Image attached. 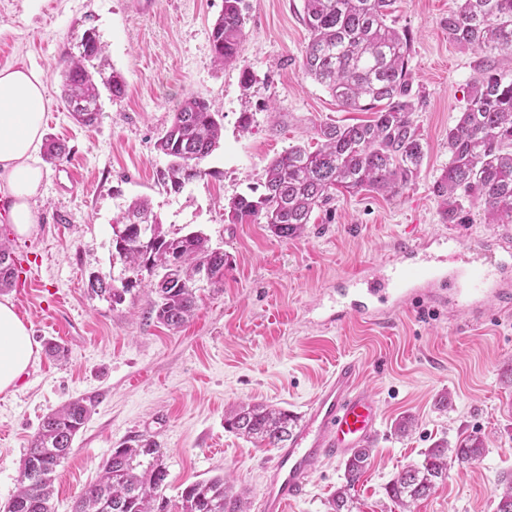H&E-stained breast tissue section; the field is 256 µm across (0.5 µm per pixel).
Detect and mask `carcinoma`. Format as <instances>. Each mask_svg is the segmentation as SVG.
<instances>
[{
    "label": "carcinoma",
    "mask_w": 512,
    "mask_h": 512,
    "mask_svg": "<svg viewBox=\"0 0 512 512\" xmlns=\"http://www.w3.org/2000/svg\"><path fill=\"white\" fill-rule=\"evenodd\" d=\"M397 0H303L309 41L302 51L303 74L324 87L349 110L373 112L360 124L326 122L317 130L316 149L292 146L265 169L263 190L238 195L224 207L229 223L264 220L280 239L302 236L312 213L337 198L368 190L394 196L413 184L424 159L415 120L413 76L409 68L411 35L394 25ZM444 21L448 40L479 51L497 50L512 62V0H454ZM244 0H224V11L211 30L214 62L238 60L246 37ZM64 61L60 98L71 118L85 127L103 116L99 86L114 98L126 82L114 69H102L104 45L92 30ZM223 114L204 99L184 98L170 127L157 142L169 159L164 184L173 193L207 175L200 162L216 149L224 133ZM450 160L432 184L443 219L464 223V203L479 206L490 224H512V65L486 64L472 86L471 103L448 129ZM115 254L134 275L118 290L105 275L89 281L90 290L122 300L134 281L147 280L157 300L160 323L178 328L188 322L207 292L224 288L232 269L230 256L209 245L198 231L169 234L147 200L137 198L115 221ZM13 252L0 241V291L14 286ZM91 409L83 399L70 400L42 420L22 460L19 488L6 512H52L56 467L72 449ZM297 416L264 403H242L224 413V428L280 448L291 436ZM484 439L469 434L452 447L436 443L423 460L399 472L386 494L400 512L429 496L448 475V464H468L485 456ZM372 449L361 448L344 463L345 484L329 502L330 512H351V490L365 473ZM151 461L142 466L141 458ZM168 471L157 443L142 439L117 448L103 463L99 479L75 498L72 512H163L157 504ZM495 512H512V473L498 479ZM181 512H246L224 478L196 481L181 492Z\"/></svg>",
    "instance_id": "1"
}]
</instances>
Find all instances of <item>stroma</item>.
I'll return each instance as SVG.
<instances>
[{
	"mask_svg": "<svg viewBox=\"0 0 512 512\" xmlns=\"http://www.w3.org/2000/svg\"><path fill=\"white\" fill-rule=\"evenodd\" d=\"M246 4L240 64L222 68L210 33L224 0H0V68L44 73V134L70 150L61 165H42L30 235H16L0 218V238L38 282L0 293L27 326L34 350L16 384L0 392V510L42 419L62 402L84 398L93 411L56 469L54 512H71L112 451L145 436L163 450L166 512H180L184 487L222 474L254 512L273 451L227 431L225 409L254 401L300 413L337 363L356 359L383 418L372 461L354 488L353 512H399L385 491L393 477L420 463L435 442L471 433L486 436L485 456L451 466L412 510L494 512L497 480L512 472V312L494 307L472 320L444 307L410 308L387 328L358 320L325 327L315 307L354 269L396 255L406 235L420 241L456 233L431 186L448 165V130L469 106L486 55L449 41L443 21L453 0H398L396 25L412 37L409 66L425 149L420 176L394 197L339 198L313 213L303 236L286 241L262 223H228L225 204L259 185L289 146H316L320 124H355L368 115L343 110L303 75L309 32L301 0ZM88 28L126 81L120 98L102 91L104 116L92 128L76 124L58 99L61 60L76 52ZM244 67L254 76L247 91ZM189 95L222 112L224 137L201 162L203 177L174 194L162 183L168 159L156 142ZM245 114L251 125L244 132ZM137 197L149 200L165 230L202 232L232 259L223 290L204 297L174 330L156 320L149 288L135 286L119 303L89 288L97 273L117 283L128 278L112 255V226ZM50 340L65 347L66 361L46 355ZM402 419L412 422L404 435L395 430ZM343 482V462H326L289 512H328Z\"/></svg>",
	"mask_w": 512,
	"mask_h": 512,
	"instance_id": "obj_1",
	"label": "stroma"
}]
</instances>
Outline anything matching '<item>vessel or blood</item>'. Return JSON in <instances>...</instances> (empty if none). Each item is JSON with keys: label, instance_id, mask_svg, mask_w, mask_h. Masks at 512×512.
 <instances>
[{"label": "vessel or blood", "instance_id": "obj_1", "mask_svg": "<svg viewBox=\"0 0 512 512\" xmlns=\"http://www.w3.org/2000/svg\"><path fill=\"white\" fill-rule=\"evenodd\" d=\"M496 244L497 251L472 258L453 234L404 243L395 259L348 276L324 321L341 326L357 318L385 328L410 304L443 294L452 311L482 318L490 306L512 304V290L501 287L494 273L501 255H512V238H498ZM381 417V404L363 384L359 364L341 363L307 402L287 445L276 449L266 465L258 512H287L324 462L374 443Z\"/></svg>", "mask_w": 512, "mask_h": 512}]
</instances>
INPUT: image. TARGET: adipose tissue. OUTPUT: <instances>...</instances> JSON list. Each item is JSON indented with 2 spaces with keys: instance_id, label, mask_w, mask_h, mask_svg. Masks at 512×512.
<instances>
[{
  "instance_id": "ef3b65f1",
  "label": "adipose tissue",
  "mask_w": 512,
  "mask_h": 512,
  "mask_svg": "<svg viewBox=\"0 0 512 512\" xmlns=\"http://www.w3.org/2000/svg\"><path fill=\"white\" fill-rule=\"evenodd\" d=\"M48 108L45 79L35 69H0V185L14 202L9 219L18 235L35 226L30 201L45 173L38 159ZM33 357L29 330L12 304L0 302V391L15 384Z\"/></svg>"
}]
</instances>
